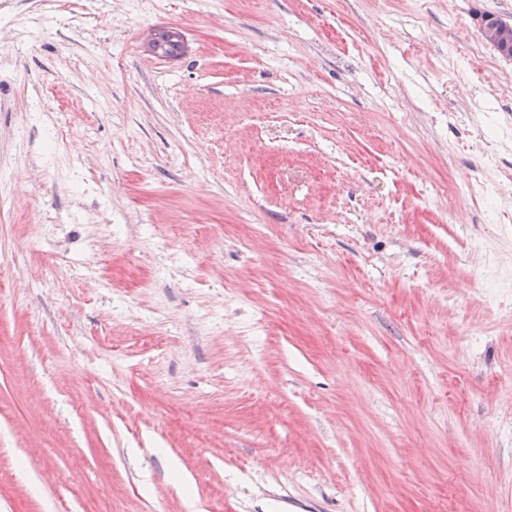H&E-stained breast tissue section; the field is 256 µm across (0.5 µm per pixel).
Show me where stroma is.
<instances>
[{
  "instance_id": "1",
  "label": "stroma",
  "mask_w": 512,
  "mask_h": 512,
  "mask_svg": "<svg viewBox=\"0 0 512 512\" xmlns=\"http://www.w3.org/2000/svg\"><path fill=\"white\" fill-rule=\"evenodd\" d=\"M484 12L0 0V512H512ZM156 47L159 55L168 58H178L184 54V45L179 38H175L168 29L156 30Z\"/></svg>"
}]
</instances>
